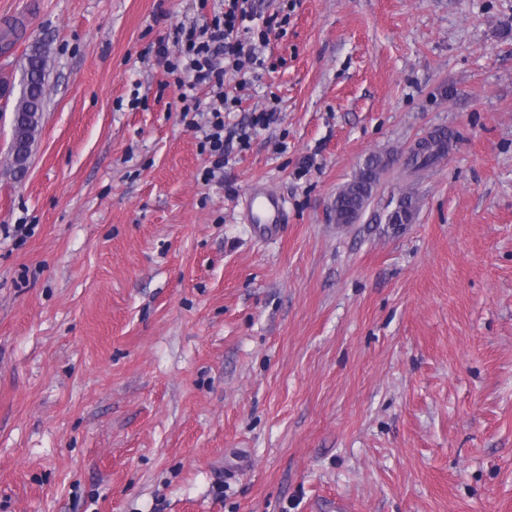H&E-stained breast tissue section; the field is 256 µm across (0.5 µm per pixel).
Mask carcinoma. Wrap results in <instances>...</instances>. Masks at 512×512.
I'll return each mask as SVG.
<instances>
[{
  "label": "carcinoma",
  "mask_w": 512,
  "mask_h": 512,
  "mask_svg": "<svg viewBox=\"0 0 512 512\" xmlns=\"http://www.w3.org/2000/svg\"><path fill=\"white\" fill-rule=\"evenodd\" d=\"M49 49L41 42H34L24 52L22 90L12 112V139L14 141V173L21 176L28 170V158L41 125L47 100ZM434 147L413 152L412 162L419 167L432 165L448 148V137L440 132L432 136ZM384 168L381 159L370 157L358 174L342 186L333 200L336 222L345 223V212L356 198H370Z\"/></svg>",
  "instance_id": "1"
}]
</instances>
